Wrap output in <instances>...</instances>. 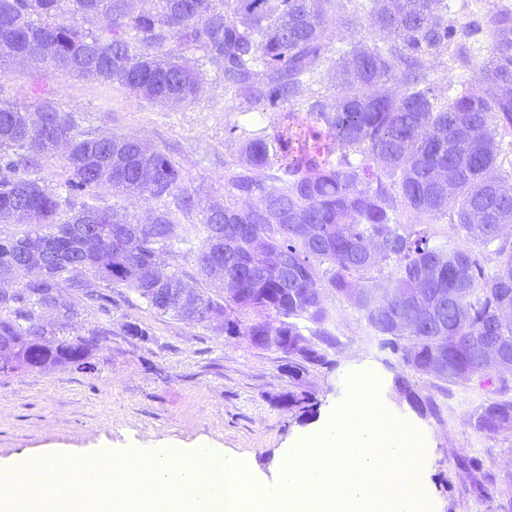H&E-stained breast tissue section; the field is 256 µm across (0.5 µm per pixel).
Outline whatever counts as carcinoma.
Returning <instances> with one entry per match:
<instances>
[{
    "instance_id": "1",
    "label": "carcinoma",
    "mask_w": 512,
    "mask_h": 512,
    "mask_svg": "<svg viewBox=\"0 0 512 512\" xmlns=\"http://www.w3.org/2000/svg\"><path fill=\"white\" fill-rule=\"evenodd\" d=\"M0 0V67L34 60L76 76H93L150 101L190 103L204 78L168 48L172 42L203 52L221 65L224 93L265 112L305 105L313 120L304 134L252 133L242 143L241 171L228 179L223 215L204 209L203 227L176 233L168 212L152 210L134 223L78 196L100 188L146 199L174 196L184 210L199 200L180 187L176 163L161 150L116 135L89 136L51 98L32 107L0 104V224H29L20 236L0 237V271L29 260L33 238L61 261L19 285L0 290V354L13 370L82 364L101 333H75L82 312L110 314L112 289L133 291L162 315L188 323H217L227 336L288 355V376L325 364V354L304 337L297 320L328 318L320 282L345 297L366 319L381 346L416 376L452 385L474 380L494 386L471 416L479 433L512 432V250L488 275L469 242L491 244L512 224V187L495 175L502 152L491 130L512 134V11L485 17L495 44L477 84L443 97L429 61L453 50L469 61L465 40L475 24L448 20L445 0ZM352 10H347V7ZM344 24L365 12L385 39L336 58V95L305 98L317 69L329 60L330 12ZM65 13L92 15L96 30L59 21ZM398 84L393 93L389 84ZM65 149L64 192L49 193L29 177L38 159ZM340 151L332 158L334 151ZM267 169L269 188L252 175ZM451 177L437 181L438 170ZM70 215L57 222L62 206ZM418 218L447 215L464 233L454 248L431 246L400 223L399 208ZM317 234L311 236L305 225ZM268 252L288 254V273L254 258L253 239ZM197 250L200 275L224 291L220 302L192 292L194 308L160 297L184 283L177 273L154 275L174 242ZM224 256V281L211 277L215 253ZM393 261L395 300L377 303L372 287L354 274ZM323 267L317 273L316 267ZM69 291L57 326L42 322L53 296ZM273 312L279 325L261 319ZM275 335L277 339L269 340ZM494 340L501 363H488L483 346ZM399 397L422 417L439 416L405 375L394 380Z\"/></svg>"
}]
</instances>
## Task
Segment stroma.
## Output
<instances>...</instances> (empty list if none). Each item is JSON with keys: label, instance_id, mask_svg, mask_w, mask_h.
Returning a JSON list of instances; mask_svg holds the SVG:
<instances>
[{"label": "stroma", "instance_id": "35a3bbf8", "mask_svg": "<svg viewBox=\"0 0 512 512\" xmlns=\"http://www.w3.org/2000/svg\"><path fill=\"white\" fill-rule=\"evenodd\" d=\"M470 42L468 68H459L448 54L432 61L440 93L475 81L492 46L488 28L481 25ZM202 65L206 81L198 98L162 105L92 78L11 63L0 70V102L24 107L40 94L54 98L82 131L129 136L169 154L183 187L203 206L220 205L228 196V178L240 169L241 144L228 139L226 128L261 129L272 137L297 127L284 113L226 101L220 67ZM98 204L131 221L147 210L165 209L180 230L203 220L201 209L182 210L171 196L146 200L103 189ZM399 217L430 245L451 248L462 241L449 216L418 219L403 211ZM323 296L328 320L300 327L329 363L308 367L296 380L289 378L281 352L225 335L216 324L157 314L131 292L111 314L87 311L83 332L103 330L107 336L84 364L0 373V463L50 451L84 458L99 448H191L205 442L238 457L252 484L260 485L276 477L297 443L333 418L350 385L365 380L388 416L422 438L420 491L427 512H504L512 500L486 497L479 485L487 477L499 485L512 480V434L487 436L470 425L489 396L487 388L475 381L449 388L432 378L417 379L422 394L440 407L439 418H421L395 390L394 379L404 371L398 357L380 347L362 313L344 297L328 289ZM130 324L142 328V335H129ZM301 391L317 401L316 416L301 417L279 405L283 395ZM471 458L477 467L468 466Z\"/></svg>", "mask_w": 512, "mask_h": 512}]
</instances>
